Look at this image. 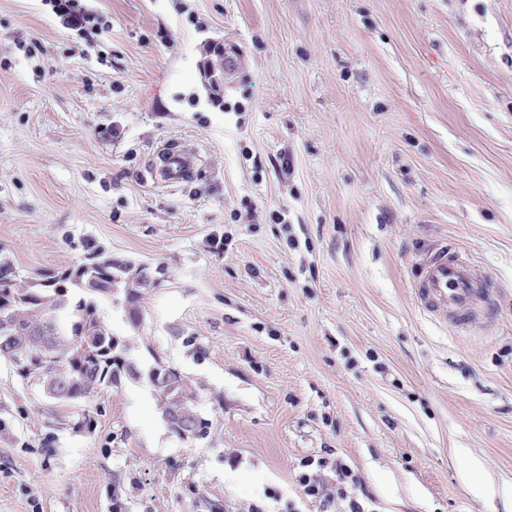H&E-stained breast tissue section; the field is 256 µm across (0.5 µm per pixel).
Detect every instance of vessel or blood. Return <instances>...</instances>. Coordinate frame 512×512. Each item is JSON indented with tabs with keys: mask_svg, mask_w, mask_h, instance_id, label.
Listing matches in <instances>:
<instances>
[{
	"mask_svg": "<svg viewBox=\"0 0 512 512\" xmlns=\"http://www.w3.org/2000/svg\"><path fill=\"white\" fill-rule=\"evenodd\" d=\"M197 165L195 155L172 142L156 154L152 174L158 181L176 183L192 175ZM417 269L413 288L417 306L458 333L467 332L472 326L478 314L477 300H491L494 294L466 259L445 246L428 250Z\"/></svg>",
	"mask_w": 512,
	"mask_h": 512,
	"instance_id": "b4317fda",
	"label": "vessel or blood"
}]
</instances>
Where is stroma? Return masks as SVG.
I'll return each instance as SVG.
<instances>
[{"label":"stroma","instance_id":"1","mask_svg":"<svg viewBox=\"0 0 512 512\" xmlns=\"http://www.w3.org/2000/svg\"><path fill=\"white\" fill-rule=\"evenodd\" d=\"M0 0V261L148 267V380L59 402L0 359V512H512V0ZM236 46L220 95L203 46ZM197 153L158 183L166 142ZM449 244L499 289L467 333L417 308ZM323 499L306 496L302 476ZM53 10L56 15L64 20L66 25H77L90 21L83 10L78 8L74 0H53ZM170 368L171 367H162L161 365L157 364L153 368L151 367L148 369L146 377L159 395L161 404L164 406L163 416L165 413V405L167 403L165 419L168 428L177 433L181 438L199 437L201 434L199 426V421H202L201 418L199 416L188 418L185 414V408L190 414H197L195 408V393L189 387V384L187 383V380L184 378V376H182V380L178 386V383L175 382L178 373L175 370L171 371V373L170 371H166ZM155 369L158 370L159 373H157ZM165 371L166 376H168V380L173 383L168 389L167 399L165 392L168 383L164 380ZM168 373H170V375H168ZM180 391L183 392V395ZM183 396L185 398L186 405Z\"/></svg>","mask_w":512,"mask_h":512}]
</instances>
